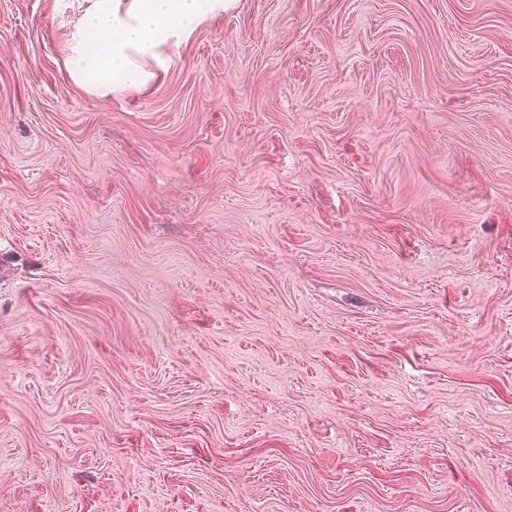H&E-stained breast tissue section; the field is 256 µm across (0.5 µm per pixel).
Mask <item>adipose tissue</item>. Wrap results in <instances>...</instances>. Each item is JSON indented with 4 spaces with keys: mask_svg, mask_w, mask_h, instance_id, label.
I'll use <instances>...</instances> for the list:
<instances>
[{
    "mask_svg": "<svg viewBox=\"0 0 512 512\" xmlns=\"http://www.w3.org/2000/svg\"><path fill=\"white\" fill-rule=\"evenodd\" d=\"M224 0H90L68 40L72 78L101 97L149 82L164 49L190 33Z\"/></svg>",
    "mask_w": 512,
    "mask_h": 512,
    "instance_id": "obj_1",
    "label": "adipose tissue"
}]
</instances>
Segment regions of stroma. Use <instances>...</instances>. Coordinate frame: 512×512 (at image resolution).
<instances>
[{"label": "stroma", "instance_id": "stroma-1", "mask_svg": "<svg viewBox=\"0 0 512 512\" xmlns=\"http://www.w3.org/2000/svg\"><path fill=\"white\" fill-rule=\"evenodd\" d=\"M0 0V512H512V0H233L99 98Z\"/></svg>", "mask_w": 512, "mask_h": 512}]
</instances>
